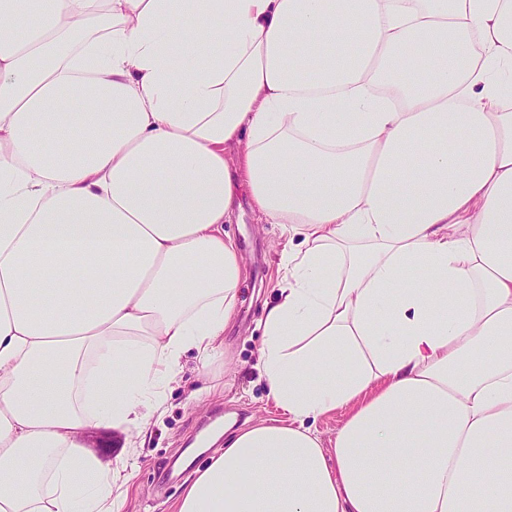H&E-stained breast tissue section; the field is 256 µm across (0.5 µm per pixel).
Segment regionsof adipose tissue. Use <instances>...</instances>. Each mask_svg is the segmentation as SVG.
I'll list each match as a JSON object with an SVG mask.
<instances>
[{
  "mask_svg": "<svg viewBox=\"0 0 512 512\" xmlns=\"http://www.w3.org/2000/svg\"><path fill=\"white\" fill-rule=\"evenodd\" d=\"M242 187L285 419L177 512H512V0H0V512H122ZM344 419L343 411H336L330 413L320 419L314 424V429L323 440V444H330L331 439L334 438L336 430L340 427ZM123 437L112 430H94L88 438V447L104 463L115 465L122 452Z\"/></svg>",
  "mask_w": 512,
  "mask_h": 512,
  "instance_id": "obj_1",
  "label": "adipose tissue"
}]
</instances>
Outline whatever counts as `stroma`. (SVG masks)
<instances>
[{
	"instance_id": "stroma-1",
	"label": "stroma",
	"mask_w": 512,
	"mask_h": 512,
	"mask_svg": "<svg viewBox=\"0 0 512 512\" xmlns=\"http://www.w3.org/2000/svg\"><path fill=\"white\" fill-rule=\"evenodd\" d=\"M239 201L241 210L224 233L242 257L246 286L224 331V353L205 364L194 354L184 357L181 378L168 393L167 412L150 425L139 451L125 512H175L184 487L209 458L197 440L213 425L239 429L283 417L268 396L259 349L264 311L283 277L279 261L287 236L281 225L259 220L247 194Z\"/></svg>"
}]
</instances>
